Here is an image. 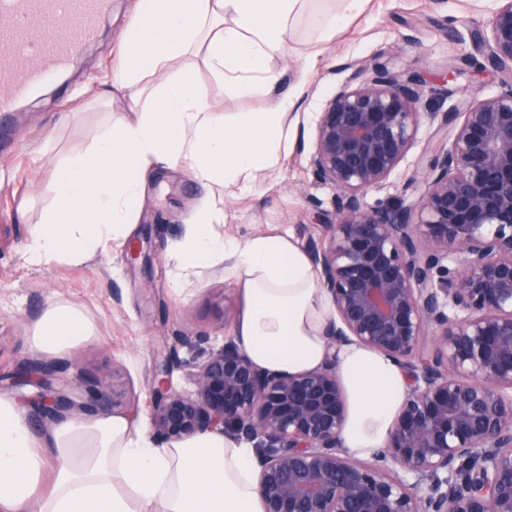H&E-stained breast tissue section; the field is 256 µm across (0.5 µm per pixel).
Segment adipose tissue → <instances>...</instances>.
<instances>
[{"instance_id": "ef3b65f1", "label": "adipose tissue", "mask_w": 512, "mask_h": 512, "mask_svg": "<svg viewBox=\"0 0 512 512\" xmlns=\"http://www.w3.org/2000/svg\"><path fill=\"white\" fill-rule=\"evenodd\" d=\"M309 3L138 0L124 33V62L112 74L113 92L128 96L133 115L109 123L89 149L59 159L27 263L78 260L108 240H127L148 170L182 166L209 193L171 253L174 280L223 264L238 282L237 346L266 372L319 367L335 313L308 252L287 234L240 241L220 230L225 198L253 188L289 145L294 103L283 98L230 121L186 76L163 72L199 55L236 96H258L279 82L272 61ZM156 73L160 83L142 98L140 82ZM94 334L79 307L58 301L43 311L31 339L38 350L65 355ZM335 354L347 400L342 446L355 458L374 457L407 396L406 376L392 358L356 342ZM258 469L249 443L217 432L162 443L146 424L112 413L86 421L63 414L38 434L17 400L0 396V512H261Z\"/></svg>"}]
</instances>
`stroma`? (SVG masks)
Listing matches in <instances>:
<instances>
[{"mask_svg":"<svg viewBox=\"0 0 512 512\" xmlns=\"http://www.w3.org/2000/svg\"><path fill=\"white\" fill-rule=\"evenodd\" d=\"M136 0H112L99 36L59 83L23 102L0 124V394L21 399L34 393L18 371L38 355L29 336L48 303L81 306L95 338L58 359L59 381L112 384L114 396L99 408L129 407L146 399L155 362L172 356L173 389L189 390L191 366L224 343L237 317L235 278L223 267L176 285L169 253L182 237L205 190L180 166L161 167L148 178L133 236L142 253L110 244L80 261L63 259L42 268L28 265L24 249L32 225L52 197L51 174L60 153L87 147L109 118L128 114V99L111 96L112 71L120 61L123 33ZM496 0H368L332 40L315 43L300 23L284 53L274 61L281 74L277 94L296 103L290 138L281 149L273 177L250 191L227 197L224 233L245 240L257 234L291 233L301 245L324 241L334 223L335 191L316 182L309 166L318 116L336 90L352 77V65L380 59L395 71L417 73L424 82L427 111L443 112L451 100L438 96L443 84L458 94L484 99L500 92L489 65L466 66L476 49L469 31L480 29ZM189 76L224 114L237 118L255 103L235 98L228 84L195 60ZM435 123L422 120L415 141L383 186L369 192L368 204L395 205L412 199L407 186L423 177L426 157L446 145Z\"/></svg>","mask_w":512,"mask_h":512,"instance_id":"stroma-1","label":"stroma"}]
</instances>
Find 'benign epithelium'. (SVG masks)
Segmentation results:
<instances>
[{
    "instance_id": "7a95c632",
    "label": "benign epithelium",
    "mask_w": 512,
    "mask_h": 512,
    "mask_svg": "<svg viewBox=\"0 0 512 512\" xmlns=\"http://www.w3.org/2000/svg\"><path fill=\"white\" fill-rule=\"evenodd\" d=\"M497 2L478 51L500 76L498 95L423 112L420 81L375 59L320 113L310 166L336 210L311 250L336 313L321 366L265 373L227 338L187 373L189 394L172 390L169 364L155 370L151 433L253 443L262 512H512V0ZM425 117L453 135L411 185L417 201L368 205ZM350 341L392 357L410 381L370 461L340 441L347 403L332 350ZM21 375L39 388L26 400L39 415L86 418L107 392L98 380L97 397L77 402L40 359Z\"/></svg>"
}]
</instances>
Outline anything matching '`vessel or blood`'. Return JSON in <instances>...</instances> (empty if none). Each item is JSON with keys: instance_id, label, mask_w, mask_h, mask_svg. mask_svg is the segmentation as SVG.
<instances>
[{"instance_id": "b4317fda", "label": "vessel or blood", "mask_w": 512, "mask_h": 512, "mask_svg": "<svg viewBox=\"0 0 512 512\" xmlns=\"http://www.w3.org/2000/svg\"><path fill=\"white\" fill-rule=\"evenodd\" d=\"M111 0H0V119L71 69Z\"/></svg>"}]
</instances>
